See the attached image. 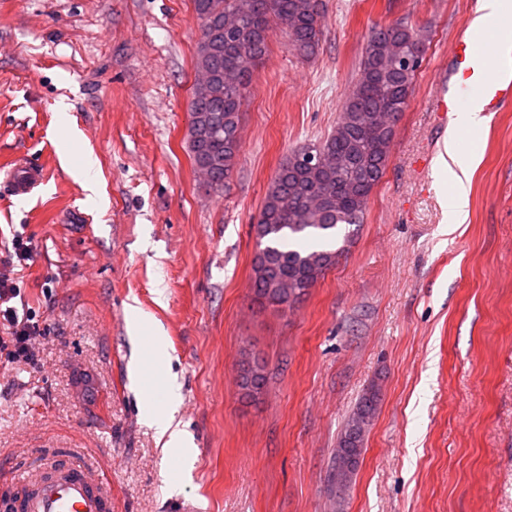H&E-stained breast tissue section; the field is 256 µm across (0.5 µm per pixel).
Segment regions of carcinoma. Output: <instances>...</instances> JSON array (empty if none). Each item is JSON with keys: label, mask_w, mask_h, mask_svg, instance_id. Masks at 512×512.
Instances as JSON below:
<instances>
[{"label": "carcinoma", "mask_w": 512, "mask_h": 512, "mask_svg": "<svg viewBox=\"0 0 512 512\" xmlns=\"http://www.w3.org/2000/svg\"><path fill=\"white\" fill-rule=\"evenodd\" d=\"M193 5L205 26L195 68L207 77V94L191 100L188 150L194 166L207 169L206 186L221 190L238 165L240 112L252 71L267 52L271 23L283 25L291 48L310 58L319 48L324 14L321 0H193ZM426 43L420 28L398 23L374 28L336 127L318 143L292 150L280 164L254 225L255 302L286 308L336 264L342 248L332 243L340 226L360 223L389 159L391 132L380 127L378 117L405 110L417 69L403 59L424 52ZM308 149L330 161L300 163L299 154ZM266 384V368L246 358L238 380L243 396H258ZM379 400L378 389H367L339 436L334 459L346 467L331 480L339 497L358 471L364 429Z\"/></svg>", "instance_id": "obj_1"}]
</instances>
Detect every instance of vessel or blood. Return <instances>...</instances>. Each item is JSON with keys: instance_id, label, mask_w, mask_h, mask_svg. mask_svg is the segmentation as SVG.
I'll return each instance as SVG.
<instances>
[{"instance_id": "b4317fda", "label": "vessel or blood", "mask_w": 512, "mask_h": 512, "mask_svg": "<svg viewBox=\"0 0 512 512\" xmlns=\"http://www.w3.org/2000/svg\"><path fill=\"white\" fill-rule=\"evenodd\" d=\"M448 94L439 98L440 114L482 104L497 112L512 101V38L499 37L487 48L482 35L457 32L452 40V68L444 79ZM35 168L15 169L10 182L14 194L28 195L41 183ZM32 494L0 498V512H112V486L89 465L69 469L67 476L36 480Z\"/></svg>"}]
</instances>
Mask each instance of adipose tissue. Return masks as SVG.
<instances>
[{
	"instance_id": "1",
	"label": "adipose tissue",
	"mask_w": 512,
	"mask_h": 512,
	"mask_svg": "<svg viewBox=\"0 0 512 512\" xmlns=\"http://www.w3.org/2000/svg\"><path fill=\"white\" fill-rule=\"evenodd\" d=\"M489 118L476 109L461 113L458 126L449 130L445 152L448 156L444 167L448 171V179L459 188L454 204L456 220H464L467 215L468 192L466 185L472 175L473 164L461 160L458 156L457 136L462 130H475L487 127ZM179 406V395L175 385H168L164 399H157L153 393H145L141 397L140 410L145 422L153 427L160 438L164 440V449L175 455L182 462L183 473H190L192 469V455L188 447V437L184 430L175 425V413Z\"/></svg>"
}]
</instances>
